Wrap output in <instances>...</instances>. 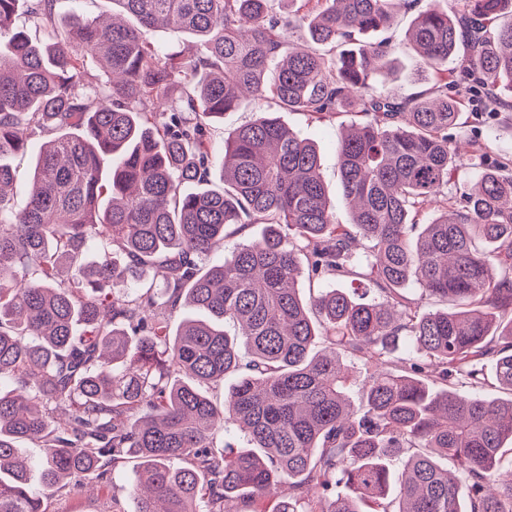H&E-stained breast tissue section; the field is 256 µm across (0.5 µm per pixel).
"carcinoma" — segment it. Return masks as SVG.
I'll return each mask as SVG.
<instances>
[{
    "label": "carcinoma",
    "instance_id": "1",
    "mask_svg": "<svg viewBox=\"0 0 512 512\" xmlns=\"http://www.w3.org/2000/svg\"><path fill=\"white\" fill-rule=\"evenodd\" d=\"M22 1L46 42L13 29ZM58 2L0 0V512H52L88 483L111 497L132 457L136 512H512V398L475 393L492 359L512 394V159L488 170V145L470 143L458 199L448 135L471 97L512 112L494 95H512V0H461L453 16L429 0L408 38L431 88L402 98L376 88L389 41L349 45L389 29L403 0H288V14L112 0L108 20L67 23ZM298 24L305 48L290 45ZM159 28L195 53L159 49ZM247 95L361 117L337 147L352 223H336L315 146L276 113L214 152L206 126ZM38 133L50 140L17 210L6 159ZM214 171L222 188L181 192ZM251 224L260 239L214 259ZM98 241L119 253L85 261ZM148 265L158 290L138 287ZM305 267L379 301L305 298ZM412 281L454 308L421 310ZM345 357L368 365L356 408ZM228 377L219 408L203 385ZM229 424L245 446L217 452Z\"/></svg>",
    "mask_w": 512,
    "mask_h": 512
}]
</instances>
